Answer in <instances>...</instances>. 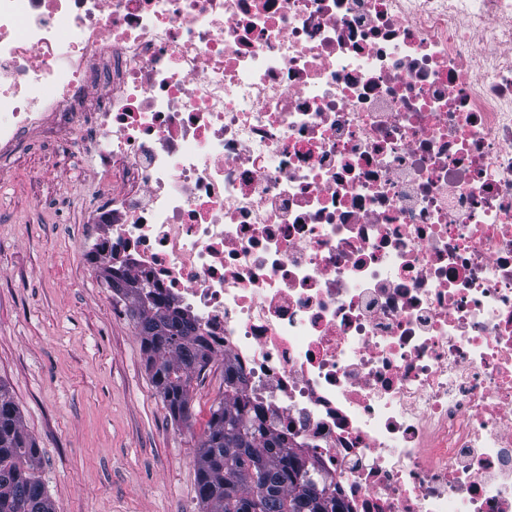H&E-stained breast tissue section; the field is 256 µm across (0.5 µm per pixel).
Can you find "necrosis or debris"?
Wrapping results in <instances>:
<instances>
[{"label":"necrosis or debris","mask_w":512,"mask_h":512,"mask_svg":"<svg viewBox=\"0 0 512 512\" xmlns=\"http://www.w3.org/2000/svg\"><path fill=\"white\" fill-rule=\"evenodd\" d=\"M30 140L349 512H512V0H0Z\"/></svg>","instance_id":"4bbe7bcc"}]
</instances>
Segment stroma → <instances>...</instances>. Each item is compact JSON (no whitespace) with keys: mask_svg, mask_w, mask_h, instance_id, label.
<instances>
[{"mask_svg":"<svg viewBox=\"0 0 512 512\" xmlns=\"http://www.w3.org/2000/svg\"><path fill=\"white\" fill-rule=\"evenodd\" d=\"M94 170L60 166L41 142L0 160V382L39 448L55 512H202L195 457L216 367L174 422L133 321L83 259V196Z\"/></svg>","mask_w":512,"mask_h":512,"instance_id":"stroma-1","label":"stroma"}]
</instances>
